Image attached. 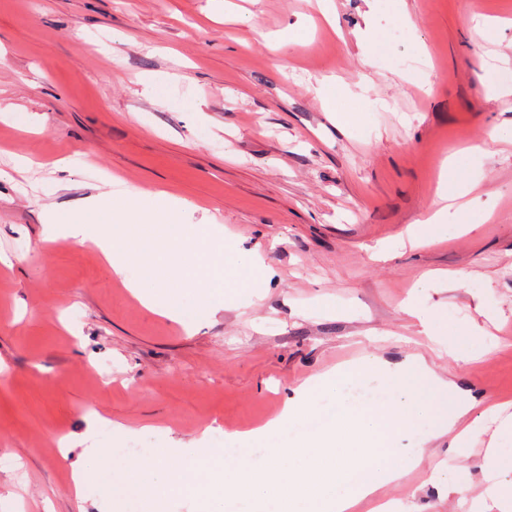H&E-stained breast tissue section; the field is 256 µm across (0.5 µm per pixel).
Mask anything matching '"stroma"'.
I'll return each mask as SVG.
<instances>
[{"mask_svg": "<svg viewBox=\"0 0 512 512\" xmlns=\"http://www.w3.org/2000/svg\"><path fill=\"white\" fill-rule=\"evenodd\" d=\"M232 2L0 0V254L14 262L0 266V458L22 463L0 471V495L24 512H104L98 488L79 505L67 494L80 449L54 447L87 432L127 447L90 430L93 412L146 449L220 448L311 375L414 353L477 403L512 402V93L480 83L512 80V0H332L327 18L319 0ZM17 154L41 168L15 170ZM448 160L471 183L468 226L409 246ZM112 175L198 204L188 223L220 225L272 270L261 295L235 290L188 331L144 309L93 246L44 243V206L79 208ZM423 313L476 337L478 361L433 351ZM495 431L466 458L449 438L428 444L359 512H458L432 475L466 466L481 492Z\"/></svg>", "mask_w": 512, "mask_h": 512, "instance_id": "35a3bbf8", "label": "stroma"}]
</instances>
